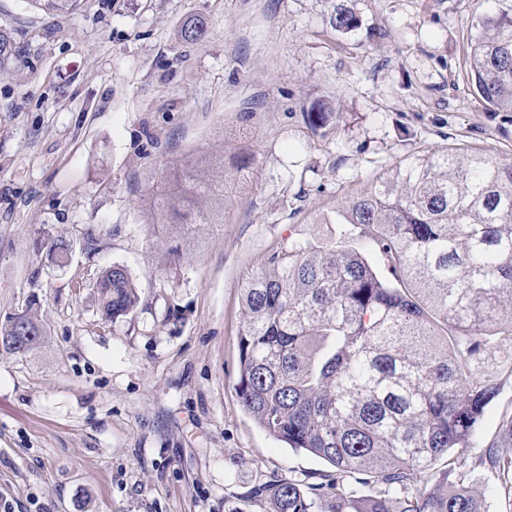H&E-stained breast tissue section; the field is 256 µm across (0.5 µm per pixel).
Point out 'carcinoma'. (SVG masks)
<instances>
[{"label":"carcinoma","instance_id":"carcinoma-1","mask_svg":"<svg viewBox=\"0 0 512 512\" xmlns=\"http://www.w3.org/2000/svg\"><path fill=\"white\" fill-rule=\"evenodd\" d=\"M80 0H29L47 12ZM477 16L467 79L491 112H512V0ZM336 29L357 27L340 9ZM201 18L181 37L198 41ZM16 60L0 30V71ZM241 152L190 165L170 158L145 177L146 223L190 238L217 224L249 167ZM328 238H294L243 289L237 392L271 438L334 468L323 481L264 483L270 512H481L463 452L498 392L474 374L489 347L512 353V161L460 147L396 167L336 210ZM387 274H382L378 265ZM113 322L133 314L137 287L121 265L96 281ZM34 332L24 350V329ZM25 309L0 324V349L44 340ZM486 461L512 495V456ZM429 472L434 482L418 484Z\"/></svg>","mask_w":512,"mask_h":512}]
</instances>
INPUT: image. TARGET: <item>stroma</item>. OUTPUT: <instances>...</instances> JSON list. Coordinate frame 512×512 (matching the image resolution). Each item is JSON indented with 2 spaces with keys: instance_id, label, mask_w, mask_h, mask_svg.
I'll use <instances>...</instances> for the list:
<instances>
[{
  "instance_id": "35a3bbf8",
  "label": "stroma",
  "mask_w": 512,
  "mask_h": 512,
  "mask_svg": "<svg viewBox=\"0 0 512 512\" xmlns=\"http://www.w3.org/2000/svg\"><path fill=\"white\" fill-rule=\"evenodd\" d=\"M357 28L336 30L337 8ZM493 0H82L46 15L0 0L23 50L0 73V322L45 331L0 351V505L15 512H267L253 486L330 466L269 437L237 394L242 293L291 238L330 233L346 198L455 144L512 160V112L466 78ZM195 17L205 37L181 38ZM329 108L316 129L308 111ZM251 155L248 182L201 226L178 270L141 214L173 157ZM95 243H88L89 231ZM59 238L67 261L41 249ZM124 266L141 298L112 323L95 282ZM483 365L499 370L487 350ZM464 458L483 512H512L482 456L512 455V372ZM26 328L34 332L35 338L28 347L20 351L19 347L15 346L16 336H18V342L33 337L27 333ZM22 329L25 330L23 334L27 336L20 335ZM44 336L43 324L30 312L29 308L22 311V314H12L0 324V348L9 354L25 355L33 351L41 345Z\"/></svg>"
}]
</instances>
